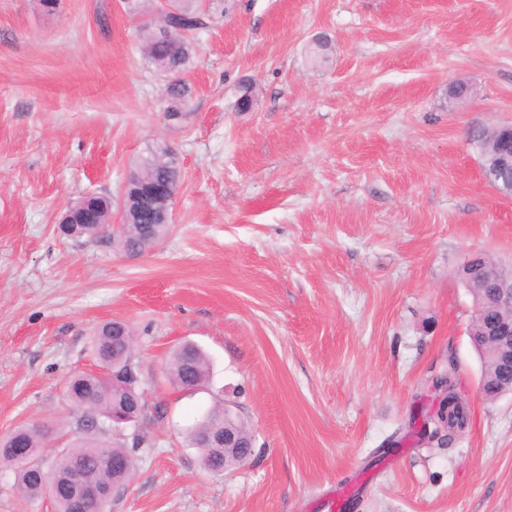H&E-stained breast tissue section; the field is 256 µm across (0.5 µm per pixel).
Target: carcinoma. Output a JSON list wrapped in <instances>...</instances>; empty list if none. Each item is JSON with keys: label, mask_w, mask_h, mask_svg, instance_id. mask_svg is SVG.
<instances>
[{"label": "carcinoma", "mask_w": 512, "mask_h": 512, "mask_svg": "<svg viewBox=\"0 0 512 512\" xmlns=\"http://www.w3.org/2000/svg\"><path fill=\"white\" fill-rule=\"evenodd\" d=\"M167 16L173 23L170 35H157L151 22L142 25L141 35L144 54L168 70V111L178 115L188 108L193 93L192 87L182 77L193 52L190 36L213 22V16L200 0H181V5L170 10ZM152 179L167 183L174 196L181 181L180 167L162 151L127 180L125 216L131 219V223L123 225L114 239L126 253L141 254L150 250L167 231L166 224H155L148 232L140 227L145 219L138 216L136 188H144ZM87 205L99 210L101 223L75 224L68 229L66 236L75 240H96L107 231L112 197L92 196L87 198ZM90 349L96 360L106 366L108 373H79L67 380L66 398L82 412V417L77 421V436L69 447L59 450L51 468L45 469L40 457L23 464L9 448L17 442L24 448L45 447L55 432V423L48 420L24 423L0 440V468L6 467L14 472L16 487L24 497H50L55 504V512H75L72 497L74 468L82 470L87 487L107 493L128 481L134 469L135 449L143 442L139 437L130 443L101 439V434L109 430L121 435L118 420L125 418L132 423L144 409L135 367L131 363L134 352L132 328L120 320L106 322L90 336ZM166 374L180 390L203 389L209 382V359L197 345L181 344L167 359ZM436 386L448 388V408L441 407L427 416L419 441H434L442 445L448 432L465 428L468 417L464 403L456 396L450 375L436 380ZM223 422L224 402L220 401L187 433L189 444L201 452L203 466L212 472L233 467L245 459L241 454L229 455L225 459L215 458L202 444V435Z\"/></svg>", "instance_id": "cac0c4a2"}]
</instances>
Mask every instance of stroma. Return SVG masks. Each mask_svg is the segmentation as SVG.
<instances>
[{"label":"stroma","mask_w":512,"mask_h":512,"mask_svg":"<svg viewBox=\"0 0 512 512\" xmlns=\"http://www.w3.org/2000/svg\"><path fill=\"white\" fill-rule=\"evenodd\" d=\"M163 3L137 18L124 0H0V438L55 421L51 466L79 418L64 383L120 319L144 396L127 432L148 444L110 512H310L343 483L352 512H512V394L479 391L458 276L475 250L512 263V197L467 140L512 123V0H204L216 20L176 119L141 52ZM246 84L257 104L239 112ZM160 144L182 179L158 245L60 235L68 202H120ZM185 341L207 389L166 379ZM446 372L470 421L433 447L417 432ZM219 394L254 451L213 473L185 430Z\"/></svg>","instance_id":"35a3bbf8"}]
</instances>
